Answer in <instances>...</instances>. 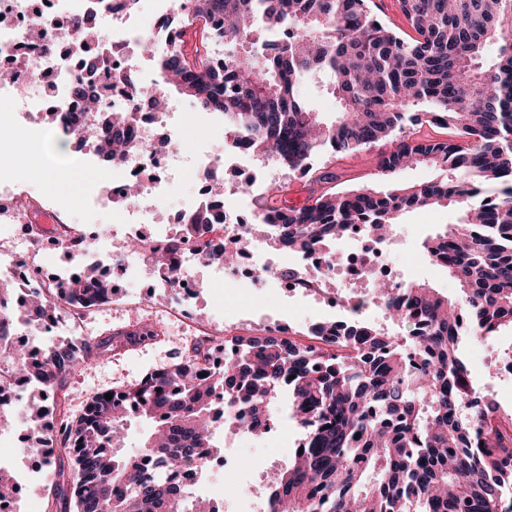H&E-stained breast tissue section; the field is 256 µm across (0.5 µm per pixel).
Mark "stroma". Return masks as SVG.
Here are the masks:
<instances>
[{
	"label": "stroma",
	"mask_w": 512,
	"mask_h": 512,
	"mask_svg": "<svg viewBox=\"0 0 512 512\" xmlns=\"http://www.w3.org/2000/svg\"><path fill=\"white\" fill-rule=\"evenodd\" d=\"M376 154L359 151L348 155H318L314 164L328 167L338 177L341 189L361 186L373 181ZM96 172H84L73 180L71 192L49 189L42 177L25 169H0V180L28 184L33 196L53 203L68 214L70 223L84 227L86 233L102 235L112 227V215L96 211L87 204L89 185L96 179ZM457 213L452 208L412 211L402 216L398 227L402 243L396 247L393 259L407 274L408 281L426 282L442 293L455 295L456 282L447 272L434 268L425 259L422 242L441 228L455 223ZM203 286L193 303L196 317L205 319L208 326L227 336H246L257 333V321L271 317L304 329L307 324L323 319L326 309L309 299L285 294H257L246 297L225 292L223 286L214 284L213 271L198 268ZM127 299L123 305H104L87 313L82 322L83 334L88 338L111 336L123 331L134 320L147 297L165 301L164 291L155 289L150 275L137 276L125 286ZM193 344L190 329L180 320L169 321L167 340L163 343L146 341L135 349H115L109 356L85 364L72 376L65 389V407L68 414L81 413L86 402L98 392L121 389L138 381L147 372L165 367L178 360ZM303 432L295 420L283 423L278 433L267 439L246 440L242 443V473L261 469L272 471L287 463L291 448L301 441Z\"/></svg>",
	"instance_id": "35a3bbf8"
}]
</instances>
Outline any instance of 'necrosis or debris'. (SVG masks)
<instances>
[{"mask_svg":"<svg viewBox=\"0 0 512 512\" xmlns=\"http://www.w3.org/2000/svg\"><path fill=\"white\" fill-rule=\"evenodd\" d=\"M188 11V0H159L154 21L146 27L133 20L123 0H49L41 7L35 6L33 0H0V65L13 74L10 82L0 83V99L16 100L18 113L28 127L35 129L41 126L45 101L53 100L55 119L50 130L63 133L67 114L79 109L71 86L81 75L84 48L80 23L86 14L94 13L112 40V49L106 54L113 85L111 107L131 114L137 143L121 160L113 162L94 186L93 202L111 210L114 223L103 238L86 237L80 227L70 224L56 210L51 213V223H37V205L28 189L0 183V207L10 213L8 224L0 227V280L16 284L25 295L38 292L56 307V314L41 323L45 335L80 336V322L86 313L81 305H63L57 299L58 288L70 278V271L46 273L32 250L33 245L49 237L60 250L79 249L81 268L108 267L113 281L125 280L142 270L152 274L167 290L165 310L169 315L184 320L196 336L204 339L207 348L221 349L226 344L225 338L208 331L193 315L191 299L199 286L196 269L207 263L194 241L179 238L176 227L168 223L143 238L134 259H124L121 251L126 235L120 232V225L136 223L143 202L161 203L171 189L173 174L196 179L207 190L211 187L212 168L223 160L222 155L205 148L193 154L181 150L184 127L179 103H169L159 112L140 110V97L164 91L156 73H146L136 84L127 79L142 59L140 49L144 43H160L170 50L180 48L177 30L168 18ZM156 124L172 128L168 144L160 149L150 144L151 128ZM133 181L138 183L139 191L131 197L126 188ZM263 221L261 213H253L247 219L234 206L218 211L212 237L239 252L240 259L232 266L217 265L216 271L235 291L252 293L281 285L300 296L345 309L356 301L366 306L373 304L371 288L378 283L404 282L385 247L359 232L345 238L344 250L321 248L302 254L293 268L278 259L265 260L253 246L254 240L268 238L267 232L256 229ZM173 239L180 245V284L174 289L168 286L167 272L158 269L153 261L155 249Z\"/></svg>","mask_w":512,"mask_h":512,"instance_id":"necrosis-or-debris-1","label":"necrosis or debris"}]
</instances>
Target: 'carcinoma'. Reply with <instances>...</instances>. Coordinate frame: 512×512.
I'll return each mask as SVG.
<instances>
[{"label": "carcinoma", "instance_id": "carcinoma-1", "mask_svg": "<svg viewBox=\"0 0 512 512\" xmlns=\"http://www.w3.org/2000/svg\"><path fill=\"white\" fill-rule=\"evenodd\" d=\"M416 33L403 36L370 0H194L188 25L203 21L193 49L161 54L165 83L206 112L224 115L226 135L253 154L310 174L301 206L272 196L261 206L277 242L294 253L332 248L356 225L378 242L405 213L452 206L458 220L422 242L425 258L443 262L456 296L425 282L382 283L378 296L410 327L392 336L358 315L342 332L314 325L311 343L236 336L234 351L213 371L199 365L196 342L163 371L134 386L97 394L73 418L58 399L84 357L62 342L41 348L12 343L13 314L45 317L31 297L13 310L16 288L0 285V354L34 381L29 416L39 448L55 471L48 502L59 512H221L192 503L187 486L167 478L191 469L172 451L187 442L224 454L212 436L219 418L259 433L288 384V408L304 429L293 462L274 472L269 512H512V410L473 384L462 357L466 341L512 329V0H398ZM221 17L229 53L211 61ZM278 39L261 41L263 33ZM497 56L485 62L488 46ZM325 76L338 104L328 122L297 94L309 76ZM84 111L64 133L79 138L96 87H75ZM100 118L96 144L106 160L125 156L129 117ZM449 131L422 138L423 127ZM379 149L376 176L424 165L420 184L336 190V173L310 168L316 155ZM214 210L181 219L183 237L212 261L237 253L210 239ZM68 304L108 301L109 279L80 274L60 285ZM207 376H202V373ZM241 406L248 414L232 418ZM154 422L144 443L155 464L119 453L127 409Z\"/></svg>", "mask_w": 512, "mask_h": 512}]
</instances>
